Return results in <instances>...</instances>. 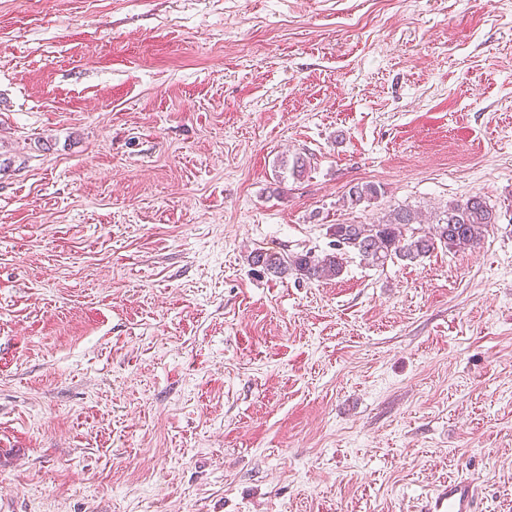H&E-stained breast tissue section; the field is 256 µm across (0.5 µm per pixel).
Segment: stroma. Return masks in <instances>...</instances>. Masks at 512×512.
Wrapping results in <instances>:
<instances>
[{
	"label": "stroma",
	"mask_w": 512,
	"mask_h": 512,
	"mask_svg": "<svg viewBox=\"0 0 512 512\" xmlns=\"http://www.w3.org/2000/svg\"><path fill=\"white\" fill-rule=\"evenodd\" d=\"M472 196L475 248L250 263ZM461 475L512 512V0H0V512H444ZM384 193L380 185L374 183H356L348 188L345 194L347 206L351 209L361 205L374 203Z\"/></svg>",
	"instance_id": "1"
}]
</instances>
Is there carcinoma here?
Wrapping results in <instances>:
<instances>
[{"mask_svg":"<svg viewBox=\"0 0 512 512\" xmlns=\"http://www.w3.org/2000/svg\"><path fill=\"white\" fill-rule=\"evenodd\" d=\"M294 179L307 172V161L295 154L282 161ZM383 195L381 186L356 183L345 194L347 206L354 209L371 204ZM498 222L497 211L481 197L465 201L452 200L433 221L432 230L422 234L412 231L420 224L419 212L411 208H394L382 220L372 224H331L327 233L332 237L333 251L321 255L310 251L284 256L278 253L256 252L252 265L265 273L294 275L298 279L318 281L338 277L343 272L344 255L357 252L366 263L383 265L389 260L416 262L436 249L444 247L460 251L480 244L488 228Z\"/></svg>","mask_w":512,"mask_h":512,"instance_id":"carcinoma-1","label":"carcinoma"}]
</instances>
